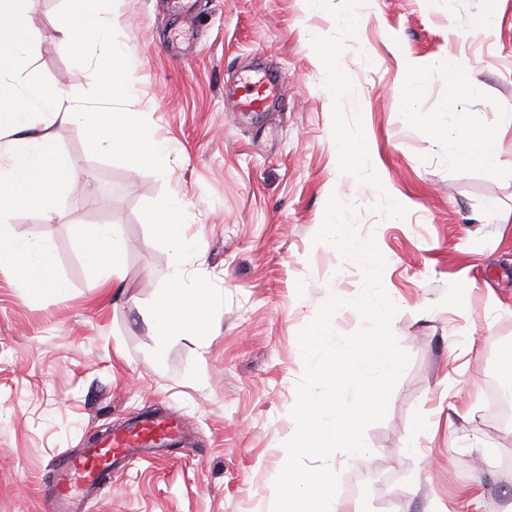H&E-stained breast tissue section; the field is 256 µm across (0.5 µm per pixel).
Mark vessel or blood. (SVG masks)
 Instances as JSON below:
<instances>
[{
    "label": "vessel or blood",
    "instance_id": "1",
    "mask_svg": "<svg viewBox=\"0 0 512 512\" xmlns=\"http://www.w3.org/2000/svg\"><path fill=\"white\" fill-rule=\"evenodd\" d=\"M244 98L237 108L242 112H259L281 95L279 78L263 71L247 77ZM182 433L179 418L147 419L120 432L103 435L92 447L68 456L54 469L50 512H76L82 496L96 489L104 471L117 461L151 457L154 448L176 440Z\"/></svg>",
    "mask_w": 512,
    "mask_h": 512
}]
</instances>
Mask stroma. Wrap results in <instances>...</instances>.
<instances>
[{"instance_id":"1","label":"stroma","mask_w":512,"mask_h":512,"mask_svg":"<svg viewBox=\"0 0 512 512\" xmlns=\"http://www.w3.org/2000/svg\"><path fill=\"white\" fill-rule=\"evenodd\" d=\"M62 0H28L34 64L62 102L93 84L66 53ZM116 0L106 18L129 49L128 111L171 153L158 174L87 151L81 125L53 139L98 194L65 195L52 213H17L10 228L44 231L68 281L37 300L0 270V512H49L53 465L96 435L150 416L185 422L184 444L125 462L84 512H271L296 429L290 412L304 363L298 333L328 294L347 302L337 335L363 324L348 302L362 271L313 243L330 195L355 205L360 238L389 262L383 286L399 308L392 330L411 362L368 454L338 452L340 512H512V423L484 409L491 383L512 388V0H367L338 28L345 0ZM496 26L481 32L484 15ZM333 44L319 50L311 33ZM448 61L449 76L429 65ZM336 65L344 94L323 81ZM268 68L281 98L238 111L243 68ZM484 94L471 96V80ZM469 134L461 163L439 135ZM376 155L371 175L344 171L338 135ZM501 162L480 159L485 146ZM378 190L361 193L363 177ZM179 193L194 223L152 217ZM121 225L130 244L116 287L97 286L73 245L79 224ZM224 301L205 335L161 340L150 324L171 264L167 235ZM468 274L469 289L453 286Z\"/></svg>"}]
</instances>
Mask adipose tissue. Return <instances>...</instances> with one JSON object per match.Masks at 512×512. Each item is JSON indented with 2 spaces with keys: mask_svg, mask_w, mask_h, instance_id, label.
<instances>
[{
  "mask_svg": "<svg viewBox=\"0 0 512 512\" xmlns=\"http://www.w3.org/2000/svg\"><path fill=\"white\" fill-rule=\"evenodd\" d=\"M73 240L83 264L93 281L106 283L120 277L127 262L129 244L119 225L112 223L80 224L73 231ZM173 261L155 307L154 326L159 335L168 337L176 330H195L205 322L209 309L221 297V289L202 277L186 275L182 259L190 249L188 239L168 237Z\"/></svg>",
  "mask_w": 512,
  "mask_h": 512,
  "instance_id": "1",
  "label": "adipose tissue"
}]
</instances>
